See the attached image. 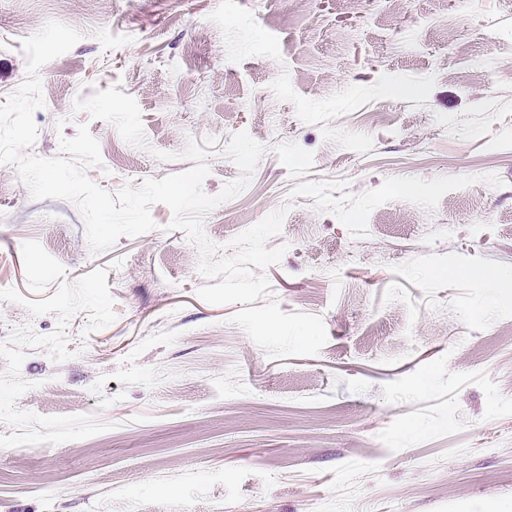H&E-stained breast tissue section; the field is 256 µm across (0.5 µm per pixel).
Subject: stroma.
<instances>
[{"mask_svg":"<svg viewBox=\"0 0 512 512\" xmlns=\"http://www.w3.org/2000/svg\"><path fill=\"white\" fill-rule=\"evenodd\" d=\"M50 21L81 39L40 70L30 154L89 124L114 193L192 169L193 140L215 195L248 133L265 152L205 233L289 205L264 274L328 341L275 359L202 300L168 206L95 256L73 203L0 166V288L54 294L27 285L29 240L71 281L122 262L115 321L75 315L62 363L26 349L17 402L110 428L0 448V512H512V0H0V104ZM21 328L58 319L0 302V343Z\"/></svg>","mask_w":512,"mask_h":512,"instance_id":"1","label":"stroma"}]
</instances>
